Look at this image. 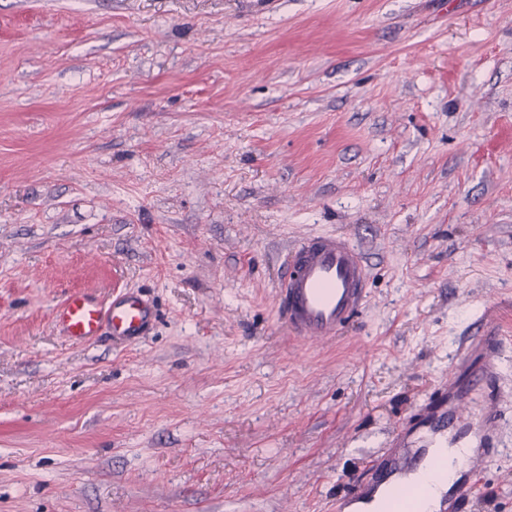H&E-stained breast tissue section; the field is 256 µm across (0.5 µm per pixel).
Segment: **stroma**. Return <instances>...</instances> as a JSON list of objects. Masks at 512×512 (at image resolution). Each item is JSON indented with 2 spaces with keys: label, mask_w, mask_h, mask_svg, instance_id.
<instances>
[{
  "label": "stroma",
  "mask_w": 512,
  "mask_h": 512,
  "mask_svg": "<svg viewBox=\"0 0 512 512\" xmlns=\"http://www.w3.org/2000/svg\"><path fill=\"white\" fill-rule=\"evenodd\" d=\"M326 234L364 309L298 340ZM79 289L153 329L72 343ZM487 321L512 512V0H0V512H339ZM279 310L288 332L333 340L362 313L368 270L347 240L322 235L301 242L285 259Z\"/></svg>",
  "instance_id": "35a3bbf8"
}]
</instances>
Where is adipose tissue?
I'll use <instances>...</instances> for the list:
<instances>
[{
	"instance_id": "1",
	"label": "adipose tissue",
	"mask_w": 512,
	"mask_h": 512,
	"mask_svg": "<svg viewBox=\"0 0 512 512\" xmlns=\"http://www.w3.org/2000/svg\"><path fill=\"white\" fill-rule=\"evenodd\" d=\"M433 455L445 461L441 471H433L428 467H420L410 474V481L421 485L424 494L418 504L419 512H440L453 482L459 478L473 450L469 447H448L445 442H437L432 450Z\"/></svg>"
}]
</instances>
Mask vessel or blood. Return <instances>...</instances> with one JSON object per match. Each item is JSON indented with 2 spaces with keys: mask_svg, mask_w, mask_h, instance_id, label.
Here are the masks:
<instances>
[{
  "mask_svg": "<svg viewBox=\"0 0 512 512\" xmlns=\"http://www.w3.org/2000/svg\"><path fill=\"white\" fill-rule=\"evenodd\" d=\"M368 270L361 253L347 240L322 235L301 242L287 255L280 288L279 310L290 334L305 340L335 339L361 314L367 296ZM156 319L151 302L127 292L101 302L77 290L55 310V321L72 342L88 344L102 334L132 344L146 336ZM502 338L491 327L473 336L467 350L482 355L467 388L448 381L437 410L422 420V443L445 437L449 443L470 441L493 447V427L501 419L492 407L498 397L496 363L492 358Z\"/></svg>",
  "mask_w": 512,
  "mask_h": 512,
  "instance_id": "vessel-or-blood-1",
  "label": "vessel or blood"
}]
</instances>
